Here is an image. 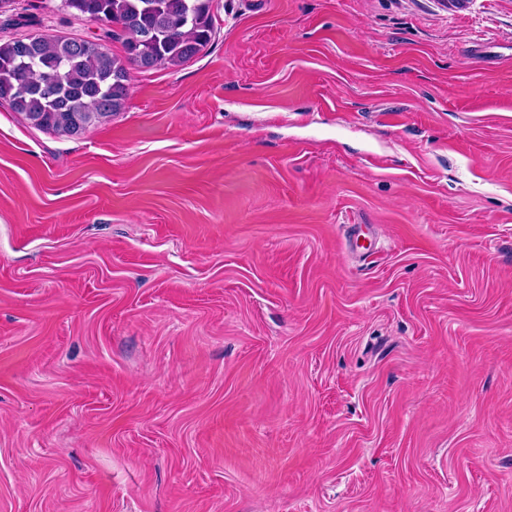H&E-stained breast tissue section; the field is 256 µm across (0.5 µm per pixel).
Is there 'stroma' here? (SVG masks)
Wrapping results in <instances>:
<instances>
[{
  "mask_svg": "<svg viewBox=\"0 0 512 512\" xmlns=\"http://www.w3.org/2000/svg\"><path fill=\"white\" fill-rule=\"evenodd\" d=\"M212 12L82 134L0 102V512H512V0Z\"/></svg>",
  "mask_w": 512,
  "mask_h": 512,
  "instance_id": "obj_1",
  "label": "stroma"
}]
</instances>
